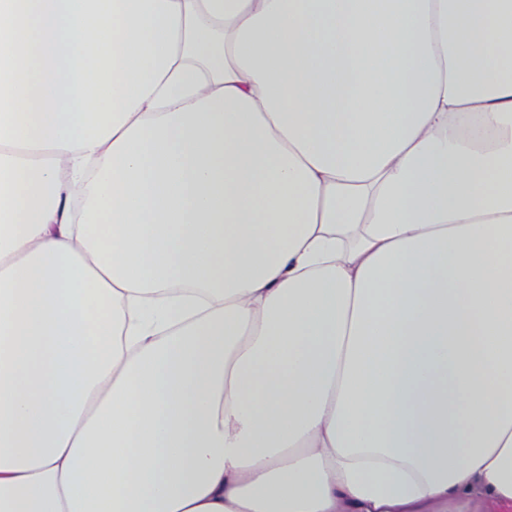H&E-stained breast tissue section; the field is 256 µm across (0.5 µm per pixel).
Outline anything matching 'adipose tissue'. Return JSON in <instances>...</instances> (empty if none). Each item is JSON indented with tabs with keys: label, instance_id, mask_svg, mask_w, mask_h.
<instances>
[{
	"label": "adipose tissue",
	"instance_id": "adipose-tissue-1",
	"mask_svg": "<svg viewBox=\"0 0 512 512\" xmlns=\"http://www.w3.org/2000/svg\"><path fill=\"white\" fill-rule=\"evenodd\" d=\"M503 502L512 0H0V512Z\"/></svg>",
	"mask_w": 512,
	"mask_h": 512
}]
</instances>
